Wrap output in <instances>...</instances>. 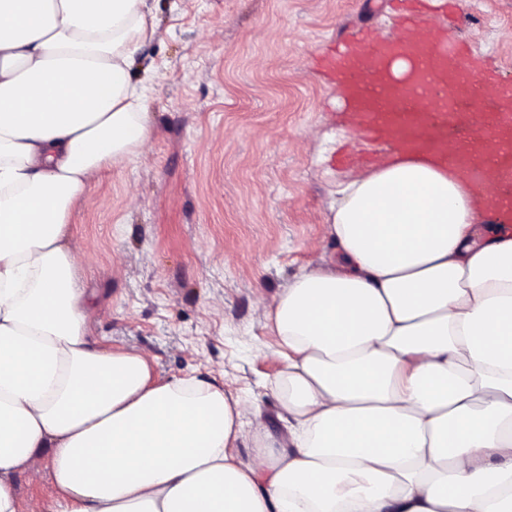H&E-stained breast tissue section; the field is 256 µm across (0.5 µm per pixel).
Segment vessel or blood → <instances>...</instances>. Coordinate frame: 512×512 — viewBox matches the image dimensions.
<instances>
[{
    "label": "vessel or blood",
    "instance_id": "obj_1",
    "mask_svg": "<svg viewBox=\"0 0 512 512\" xmlns=\"http://www.w3.org/2000/svg\"><path fill=\"white\" fill-rule=\"evenodd\" d=\"M402 26L401 39L364 36L332 56L350 106L347 121L397 155L448 167L500 222H512V83L489 96L468 57L414 36V13L403 15ZM399 58L408 69L398 76L392 64Z\"/></svg>",
    "mask_w": 512,
    "mask_h": 512
}]
</instances>
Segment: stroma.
Listing matches in <instances>:
<instances>
[{
	"label": "stroma",
	"instance_id": "stroma-1",
	"mask_svg": "<svg viewBox=\"0 0 512 512\" xmlns=\"http://www.w3.org/2000/svg\"><path fill=\"white\" fill-rule=\"evenodd\" d=\"M163 33L143 67L153 136L106 170L72 215L78 284L102 348L147 352L157 378L197 375L259 401L283 368L260 299L284 288L327 239L325 214L357 160L388 153L350 126L316 60L371 29L392 39V0H153ZM434 40L469 45L478 76L512 80V0L423 4ZM106 198L108 208L95 201ZM19 512L56 492L51 460L11 478Z\"/></svg>",
	"mask_w": 512,
	"mask_h": 512
}]
</instances>
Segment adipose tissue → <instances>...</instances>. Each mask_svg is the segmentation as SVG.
I'll list each match as a JSON object with an SVG mask.
<instances>
[{"mask_svg":"<svg viewBox=\"0 0 512 512\" xmlns=\"http://www.w3.org/2000/svg\"><path fill=\"white\" fill-rule=\"evenodd\" d=\"M157 37L149 0H0V512L47 452L31 512H512V233L436 165L365 169L326 213L336 253L258 302L288 436L90 341L72 210L151 138ZM10 480L18 499L19 512H27L33 501L50 500L56 493L55 473L50 458L44 460L37 474L19 471Z\"/></svg>","mask_w":512,"mask_h":512,"instance_id":"1","label":"adipose tissue"}]
</instances>
